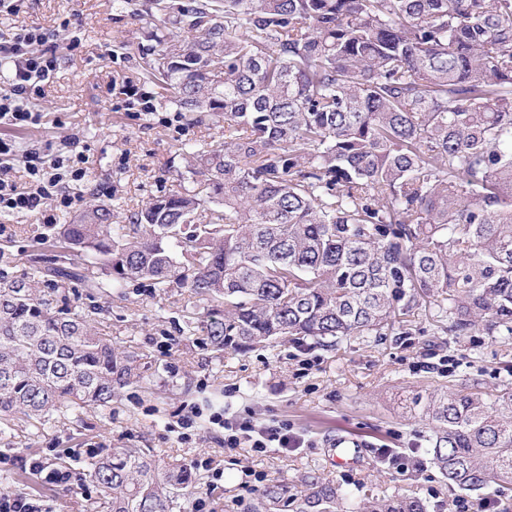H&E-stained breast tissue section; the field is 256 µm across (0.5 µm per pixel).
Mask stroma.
<instances>
[{
  "mask_svg": "<svg viewBox=\"0 0 512 512\" xmlns=\"http://www.w3.org/2000/svg\"><path fill=\"white\" fill-rule=\"evenodd\" d=\"M158 24L150 0H130L123 10L113 0H24L18 13H0V32L31 25L55 31L60 55V67L36 103L43 125L10 131V138L57 144L79 137L91 175L66 191L80 198L94 192L117 208L120 221L125 210L191 187L184 143L212 148L224 141L223 124L208 116L179 115L161 103L150 112L111 108V93L123 80L139 92L151 91L140 56ZM6 223L0 270L18 277L35 259L52 257L37 239L50 233V225L26 214ZM67 296L78 308H100L113 343L141 355L144 380L123 390L110 415L92 412L44 429L19 418L11 437L0 440V477L10 478L12 491L47 500L53 512H99L100 494L90 482L81 489L46 483L30 472L29 459L41 456L79 470L89 448L102 457L115 448H149L159 468L191 465L202 477L203 512H249L265 484L281 483L296 495L312 473L354 497L408 493L429 512H456L458 501L475 504L483 497L512 512V494L498 497L495 487L479 495L448 489L428 460V431L413 405L416 395L437 387L511 384L512 345L497 337L435 335L434 318L423 310L388 336L353 339L332 352L289 344L222 354L200 337L181 335L188 303L181 289L132 283L107 296L92 298L80 287ZM191 413L195 423L183 429L179 420ZM216 413L257 429L288 423L304 444L290 453L276 447L226 451L223 425L210 421ZM341 434L365 441L360 466L330 463L328 450ZM381 447L401 454L403 472L381 466Z\"/></svg>",
  "mask_w": 512,
  "mask_h": 512,
  "instance_id": "obj_1",
  "label": "stroma"
}]
</instances>
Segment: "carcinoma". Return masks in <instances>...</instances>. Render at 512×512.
I'll return each instance as SVG.
<instances>
[{
    "instance_id": "carcinoma-1",
    "label": "carcinoma",
    "mask_w": 512,
    "mask_h": 512,
    "mask_svg": "<svg viewBox=\"0 0 512 512\" xmlns=\"http://www.w3.org/2000/svg\"><path fill=\"white\" fill-rule=\"evenodd\" d=\"M143 70L177 112L224 121L185 144L195 186L129 210L88 202L53 261L0 272V437L112 410L143 380L65 290L149 280L203 313L182 334L217 351L333 350L430 308L450 336L512 340V0H154ZM430 463L453 491L512 492V389L418 395ZM107 512H173L200 483L142 448L86 462ZM266 485L250 512H427L357 499L319 475Z\"/></svg>"
}]
</instances>
